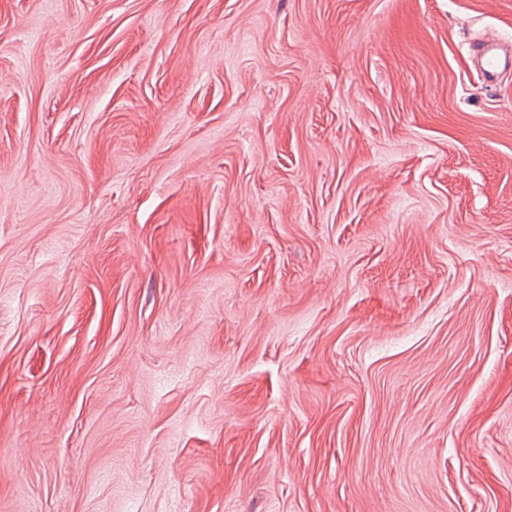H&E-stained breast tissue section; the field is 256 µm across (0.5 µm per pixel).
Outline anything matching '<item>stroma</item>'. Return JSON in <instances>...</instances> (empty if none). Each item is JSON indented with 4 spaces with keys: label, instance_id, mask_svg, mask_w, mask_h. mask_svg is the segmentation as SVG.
I'll list each match as a JSON object with an SVG mask.
<instances>
[{
    "label": "stroma",
    "instance_id": "stroma-1",
    "mask_svg": "<svg viewBox=\"0 0 512 512\" xmlns=\"http://www.w3.org/2000/svg\"><path fill=\"white\" fill-rule=\"evenodd\" d=\"M512 0H0V512H512ZM499 35L495 30H488L484 35V43L480 47L483 49V64L478 71V76L487 86L495 85L498 73L501 68L511 66V56L498 52Z\"/></svg>",
    "mask_w": 512,
    "mask_h": 512
}]
</instances>
